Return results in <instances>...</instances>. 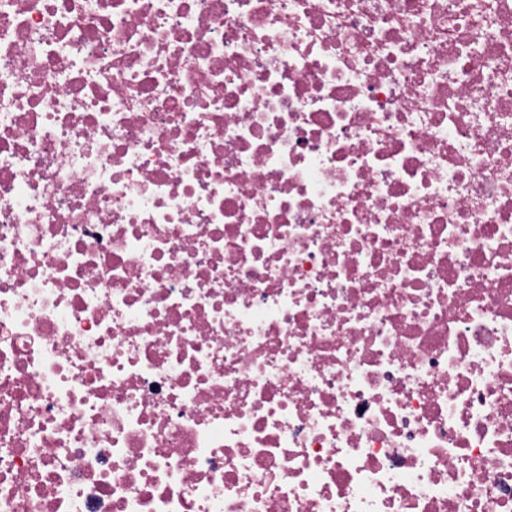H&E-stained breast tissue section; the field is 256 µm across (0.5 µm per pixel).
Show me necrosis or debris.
<instances>
[{
	"label": "necrosis or debris",
	"instance_id": "4bbe7bcc",
	"mask_svg": "<svg viewBox=\"0 0 512 512\" xmlns=\"http://www.w3.org/2000/svg\"><path fill=\"white\" fill-rule=\"evenodd\" d=\"M0 512H512V0H0Z\"/></svg>",
	"mask_w": 512,
	"mask_h": 512
}]
</instances>
